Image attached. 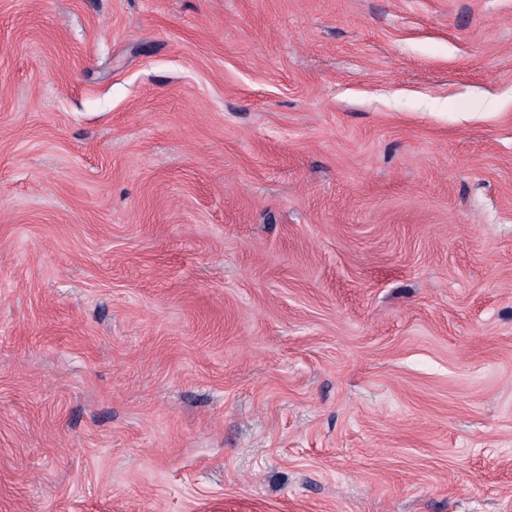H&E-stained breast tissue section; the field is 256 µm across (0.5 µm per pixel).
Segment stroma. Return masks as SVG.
<instances>
[{
  "instance_id": "obj_1",
  "label": "stroma",
  "mask_w": 512,
  "mask_h": 512,
  "mask_svg": "<svg viewBox=\"0 0 512 512\" xmlns=\"http://www.w3.org/2000/svg\"><path fill=\"white\" fill-rule=\"evenodd\" d=\"M0 512H512V0H0Z\"/></svg>"
}]
</instances>
